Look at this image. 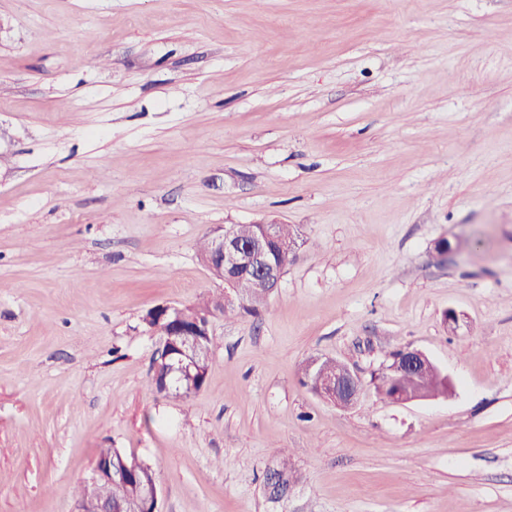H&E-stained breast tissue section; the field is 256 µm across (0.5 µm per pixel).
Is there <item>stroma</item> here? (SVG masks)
<instances>
[{
  "mask_svg": "<svg viewBox=\"0 0 512 512\" xmlns=\"http://www.w3.org/2000/svg\"><path fill=\"white\" fill-rule=\"evenodd\" d=\"M263 222L303 237L278 291L157 393L142 316ZM403 349L453 395L381 398ZM103 448L161 512H512V0H0V512H77ZM321 358L309 361L307 365L306 384L311 390L324 400L330 401L339 407H347L353 404L358 397L362 380L360 376L348 366L336 371V360L328 364L331 373H336V378L326 377L318 368ZM190 374L193 377L189 375L184 376L182 373L177 372L168 377L170 390L175 391V395L187 398L199 392L204 387L207 379V370L203 362L197 367H191ZM170 390L166 391L164 394L168 395Z\"/></svg>",
  "mask_w": 512,
  "mask_h": 512,
  "instance_id": "1",
  "label": "stroma"
}]
</instances>
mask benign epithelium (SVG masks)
Masks as SVG:
<instances>
[{"label":"benign epithelium","mask_w":512,"mask_h":512,"mask_svg":"<svg viewBox=\"0 0 512 512\" xmlns=\"http://www.w3.org/2000/svg\"><path fill=\"white\" fill-rule=\"evenodd\" d=\"M276 238L273 234V225H267L265 235L255 237L249 241L241 239L233 224H226L219 232L210 236V248L202 254V262L215 277L224 284V306H232L241 302L237 291V284L241 277L251 276L255 287L261 289V300L266 301L279 287L284 270L273 266L267 261V254ZM144 322L151 329L165 323L166 335L161 337L158 353L170 357L172 337H182L178 349L185 358H207L209 352L199 345L198 337L208 336L211 327H202L199 317L192 306L179 307L162 304L150 309L144 317ZM320 360L315 359L307 365V383L311 390L324 400L330 401L339 407L353 404L358 397L362 380L360 376L345 366L336 372V377L325 376L318 368ZM382 373L391 378L397 374L410 373L414 376L433 374L448 386H440L436 390H419L415 395L402 394L397 390L387 391L378 388V394L393 403H407L417 400L429 399L439 395L449 394L453 387L451 379L422 352L405 349L382 368Z\"/></svg>","instance_id":"7a95c632"}]
</instances>
